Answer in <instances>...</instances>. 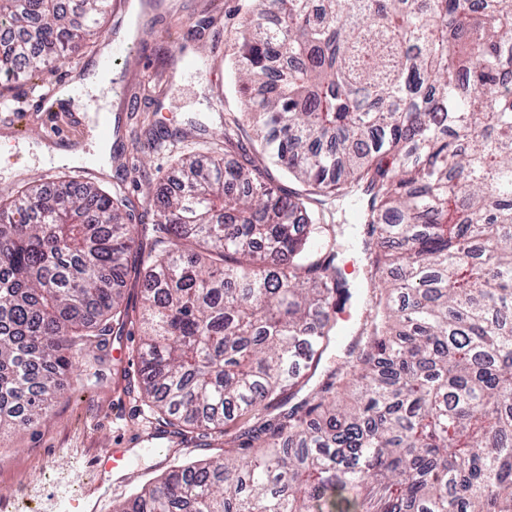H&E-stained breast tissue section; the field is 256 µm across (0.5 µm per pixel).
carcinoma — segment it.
<instances>
[{"mask_svg":"<svg viewBox=\"0 0 512 512\" xmlns=\"http://www.w3.org/2000/svg\"><path fill=\"white\" fill-rule=\"evenodd\" d=\"M105 13L0 0V98ZM226 56L258 164L179 157L148 255L99 187L0 197V427L48 416L56 375L99 377L134 270L138 397L224 454L114 512H512V0H248ZM348 198L364 334L315 384L355 295L322 237Z\"/></svg>","mask_w":512,"mask_h":512,"instance_id":"1","label":"carcinoma"}]
</instances>
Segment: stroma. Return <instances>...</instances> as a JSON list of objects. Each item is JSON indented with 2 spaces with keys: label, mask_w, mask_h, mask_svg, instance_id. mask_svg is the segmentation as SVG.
Returning <instances> with one entry per match:
<instances>
[{
  "label": "stroma",
  "mask_w": 512,
  "mask_h": 512,
  "mask_svg": "<svg viewBox=\"0 0 512 512\" xmlns=\"http://www.w3.org/2000/svg\"><path fill=\"white\" fill-rule=\"evenodd\" d=\"M106 18L110 40L127 26L143 31V40L126 42L114 69L112 87V154L110 172L93 177L94 185L120 190L152 226L155 209L143 198L145 179L169 184L175 177L177 151L183 146L227 151L236 162L253 160V132L237 130L232 147L219 133L229 114L240 112L241 96L224 62L225 40L237 27L245 0H153L131 17V0H112ZM102 44L84 47L70 63L44 72L39 79L13 84L12 121H0V136L10 138L8 155L0 154V194L36 179L52 181L67 176L66 164L44 170L40 145L95 149L83 110L47 112L46 95L57 86L73 83L97 65ZM334 222L343 231L344 272L358 288H365L369 266L362 252L363 227L354 218L351 200L332 203ZM138 328L111 339L105 376L91 387L65 378V394L49 416L33 430L0 433V503L20 502L27 482L53 487L65 465L73 473L74 512H112L115 504L154 484L171 466L215 457L223 439L201 450L166 433L127 388L136 382ZM109 448L127 449L130 473L114 475L107 504H98L90 477L91 463Z\"/></svg>",
  "instance_id": "35a3bbf8"
}]
</instances>
